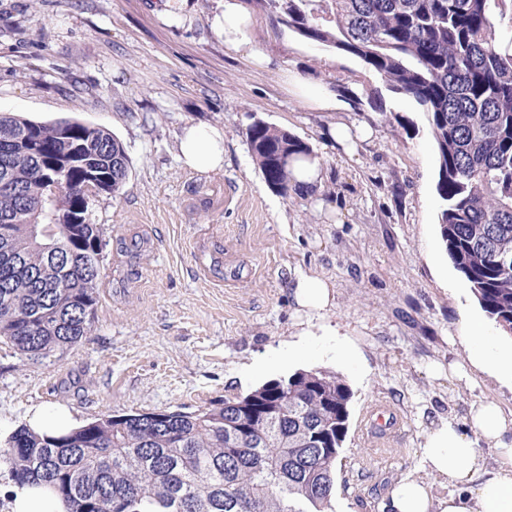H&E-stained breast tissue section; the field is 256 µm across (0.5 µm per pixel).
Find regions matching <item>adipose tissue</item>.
Masks as SVG:
<instances>
[{
	"instance_id": "ef3b65f1",
	"label": "adipose tissue",
	"mask_w": 512,
	"mask_h": 512,
	"mask_svg": "<svg viewBox=\"0 0 512 512\" xmlns=\"http://www.w3.org/2000/svg\"><path fill=\"white\" fill-rule=\"evenodd\" d=\"M227 49L249 48L253 20L240 0H224V10L214 20ZM183 165L195 171H213L224 164V135L210 126L189 127L180 143ZM463 342L472 365L488 369L512 383V344L488 331L478 320L463 324ZM25 426L38 434L63 435L77 428L71 410L63 405L36 406L25 418ZM498 448L500 466L485 474L477 441ZM425 468L435 484L410 479L396 484L390 495L392 512H512V416L499 404H477L470 416L469 430L452 423L432 428L422 446ZM445 487L435 494L434 485ZM0 497L9 502L10 512H68L65 500L45 483L0 486Z\"/></svg>"
}]
</instances>
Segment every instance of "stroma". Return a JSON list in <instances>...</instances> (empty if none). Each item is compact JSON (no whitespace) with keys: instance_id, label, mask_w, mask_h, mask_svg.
Wrapping results in <instances>:
<instances>
[{"instance_id":"obj_1","label":"stroma","mask_w":512,"mask_h":512,"mask_svg":"<svg viewBox=\"0 0 512 512\" xmlns=\"http://www.w3.org/2000/svg\"><path fill=\"white\" fill-rule=\"evenodd\" d=\"M224 0H0V112L103 126L130 158L120 197L91 201L106 247L104 288L79 345L28 360L0 343V448L29 408L66 405L82 422L122 413L211 407L299 369L337 372L353 392L336 463L335 512H385L401 480H429L421 446L439 422L464 425L482 399L512 412V388L469 364L465 319L485 313L440 239L437 160L425 116L351 55L319 46L251 9L252 49H226ZM346 96L312 108L291 79ZM288 130L322 158L313 193L266 182L241 131ZM339 124L372 137L330 140ZM193 125L224 133V167L182 166ZM338 195H330L332 184ZM333 285L329 310L299 309L295 284ZM311 349L280 369L296 334ZM344 339L359 356L336 360ZM403 420L387 442L364 431L370 408Z\"/></svg>"}]
</instances>
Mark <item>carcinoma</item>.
<instances>
[{"label": "carcinoma", "instance_id": "1", "mask_svg": "<svg viewBox=\"0 0 512 512\" xmlns=\"http://www.w3.org/2000/svg\"><path fill=\"white\" fill-rule=\"evenodd\" d=\"M300 36L360 58L426 114L448 260L512 335V0H249ZM287 197L307 143L255 121L244 131ZM124 143L75 118L0 114V341L26 358L88 336L100 298L93 197H118ZM352 390L298 370L219 407L109 415L57 438L22 427L0 449L13 480L42 481L69 512H333Z\"/></svg>", "mask_w": 512, "mask_h": 512}]
</instances>
